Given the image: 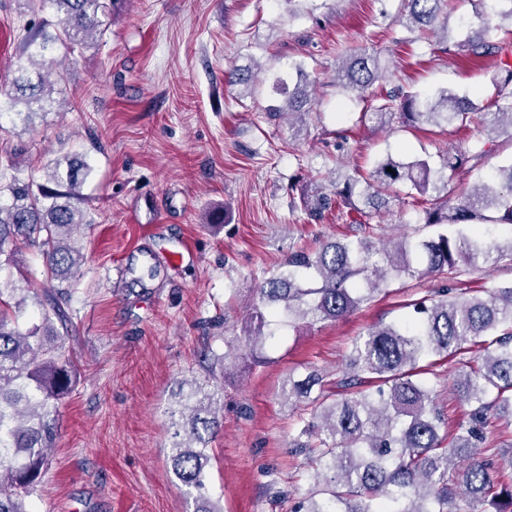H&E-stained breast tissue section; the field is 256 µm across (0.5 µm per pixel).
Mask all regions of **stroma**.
<instances>
[{
  "mask_svg": "<svg viewBox=\"0 0 512 512\" xmlns=\"http://www.w3.org/2000/svg\"><path fill=\"white\" fill-rule=\"evenodd\" d=\"M299 10L293 17L285 0H129L95 47L66 61L48 115L27 129L0 112L1 174L37 179L73 151L92 168L73 330L63 340L79 375L29 512H193L170 467L167 414L192 377L209 378L224 404V429L208 449L211 500L224 512H293L320 485L290 452L302 423L281 398L284 381L312 367L336 381L358 336L407 318L412 301L438 289L481 297L512 284L506 258L456 279L393 277L345 318L276 323L263 363L225 367V342L240 333L263 273L291 252L437 232L395 198L363 226L334 210L314 223L301 188L331 194L345 173L369 172L385 156L435 163L461 148L468 160L448 184L455 201L512 163V139L479 125L394 120L376 130L360 120L365 102L336 83L347 47L389 62L387 87L446 88L485 104L499 60L460 46L473 0H448L444 40L399 25L402 0H301ZM30 18L24 0H0V86ZM253 58L263 73L298 64L314 80V110L297 127L267 113L277 101L268 82L246 97L227 83ZM458 368V358L436 357L422 376L451 428L466 419L453 388Z\"/></svg>",
  "mask_w": 512,
  "mask_h": 512,
  "instance_id": "1",
  "label": "stroma"
}]
</instances>
